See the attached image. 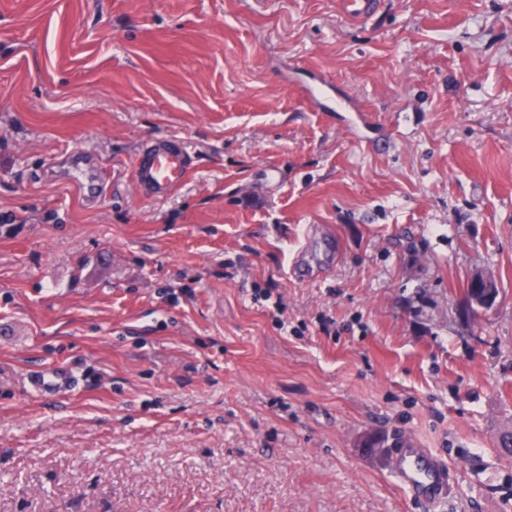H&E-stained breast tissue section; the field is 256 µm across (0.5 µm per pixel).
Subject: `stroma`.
I'll return each mask as SVG.
<instances>
[{
    "label": "stroma",
    "instance_id": "35a3bbf8",
    "mask_svg": "<svg viewBox=\"0 0 512 512\" xmlns=\"http://www.w3.org/2000/svg\"><path fill=\"white\" fill-rule=\"evenodd\" d=\"M505 428L512 0H0V512H512ZM379 0H337V7L343 17L350 21H363L371 17ZM191 161L183 141L174 136L144 142L134 162L137 190L156 200L168 197L185 179ZM472 283V289L466 297V307H468V301L471 303L473 311L476 308L479 310H487L493 300V294H482V282L484 281V275L480 272L472 274L470 277ZM29 383L33 391L42 396H56L74 387L73 376L58 369L38 371L31 375ZM392 475L411 500L433 509L448 498V465L411 438L397 435L390 448Z\"/></svg>",
    "mask_w": 512,
    "mask_h": 512
}]
</instances>
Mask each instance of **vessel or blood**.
I'll return each mask as SVG.
<instances>
[{
    "instance_id": "1",
    "label": "vessel or blood",
    "mask_w": 512,
    "mask_h": 512,
    "mask_svg": "<svg viewBox=\"0 0 512 512\" xmlns=\"http://www.w3.org/2000/svg\"><path fill=\"white\" fill-rule=\"evenodd\" d=\"M379 0H337L343 17L359 22L371 17ZM191 161L183 141L174 136L144 142L134 162V179L139 192L162 200L185 179ZM34 392L55 396L71 390V374L56 369L34 373L29 380ZM392 475L404 494L413 501L435 507L448 497L451 475L447 464L411 438L399 435L390 449Z\"/></svg>"
}]
</instances>
